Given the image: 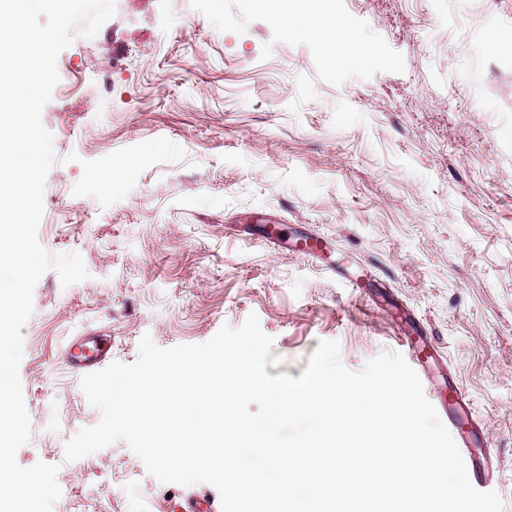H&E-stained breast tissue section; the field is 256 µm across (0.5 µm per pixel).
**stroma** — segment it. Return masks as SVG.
<instances>
[{
  "instance_id": "35a3bbf8",
  "label": "stroma",
  "mask_w": 512,
  "mask_h": 512,
  "mask_svg": "<svg viewBox=\"0 0 512 512\" xmlns=\"http://www.w3.org/2000/svg\"><path fill=\"white\" fill-rule=\"evenodd\" d=\"M297 36L255 0H116L95 37L57 59L42 111L61 164L38 240L81 254L89 277L45 273L23 328L32 437L21 466L59 465L54 512H183L208 484H162L118 442L73 462L95 425L64 349L92 331L114 361L197 344L256 314L270 375L299 377L320 341L352 370L428 336L488 444L512 512V0H293ZM344 29L374 46L343 62ZM165 137L190 162L145 170L109 208L76 197L82 161ZM329 237L335 267L277 252L254 223ZM369 270L358 292L344 277Z\"/></svg>"
}]
</instances>
